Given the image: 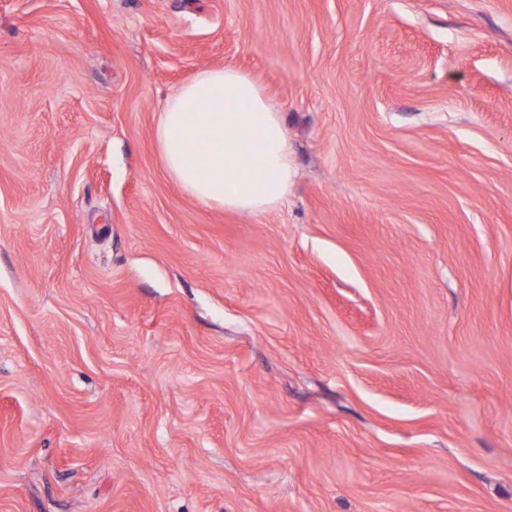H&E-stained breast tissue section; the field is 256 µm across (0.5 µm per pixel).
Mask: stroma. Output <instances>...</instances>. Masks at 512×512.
<instances>
[{"instance_id":"stroma-1","label":"stroma","mask_w":512,"mask_h":512,"mask_svg":"<svg viewBox=\"0 0 512 512\" xmlns=\"http://www.w3.org/2000/svg\"><path fill=\"white\" fill-rule=\"evenodd\" d=\"M225 65L260 216L155 142ZM0 512H512V0H0ZM155 138L166 172L204 206L258 216L288 199L295 170L282 112L233 66L200 71L171 95Z\"/></svg>"}]
</instances>
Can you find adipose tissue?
Masks as SVG:
<instances>
[{
  "label": "adipose tissue",
  "mask_w": 512,
  "mask_h": 512,
  "mask_svg": "<svg viewBox=\"0 0 512 512\" xmlns=\"http://www.w3.org/2000/svg\"><path fill=\"white\" fill-rule=\"evenodd\" d=\"M155 138L166 172L204 206L258 216L288 198L295 170L283 116L235 67L200 71L180 87Z\"/></svg>",
  "instance_id": "adipose-tissue-1"
}]
</instances>
